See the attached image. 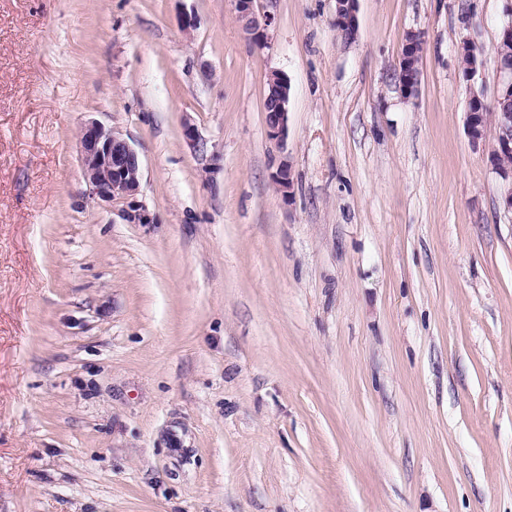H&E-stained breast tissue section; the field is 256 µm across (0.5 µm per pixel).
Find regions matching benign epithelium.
Listing matches in <instances>:
<instances>
[{"label":"benign epithelium","instance_id":"obj_1","mask_svg":"<svg viewBox=\"0 0 512 512\" xmlns=\"http://www.w3.org/2000/svg\"><path fill=\"white\" fill-rule=\"evenodd\" d=\"M237 18L242 29L251 36L256 44L264 39V30L272 19L260 17L254 9V0H234ZM504 13L508 21L502 26L495 45L496 56H501L508 46H512V0H504ZM334 25L340 33L359 29L357 18V0H335ZM458 51H468L474 59L465 73L468 81L477 73L482 49L464 41ZM417 46L414 36L407 37L398 67V86L405 96L416 94L420 84V70L416 66ZM500 83L496 101L512 103V66L498 64ZM290 84L287 77L279 72L267 79L264 98V112L267 135L276 142L278 148L285 146L288 134V103ZM471 110L468 112L467 132L473 146L477 147L487 139V127L498 125L499 132L493 134L492 150L488 161L501 178V191L498 198L499 212L512 223V168L502 169L498 161L512 157V112H483L482 94L470 92ZM79 145L82 171L92 188V193L105 200H125L136 194L139 189L140 161L137 153L127 140L111 129L96 121L85 123L80 130ZM274 183L283 196L291 193L292 179L288 162L279 164L272 174Z\"/></svg>","mask_w":512,"mask_h":512}]
</instances>
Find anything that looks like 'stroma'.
<instances>
[{"mask_svg": "<svg viewBox=\"0 0 512 512\" xmlns=\"http://www.w3.org/2000/svg\"><path fill=\"white\" fill-rule=\"evenodd\" d=\"M503 6L358 0L347 41L257 0L258 45L233 0H0V512H512V223L467 134ZM89 120L133 198L92 196ZM404 43L402 57L398 67V86L400 91L405 96H412L416 94L420 84V70L416 66L417 46L414 35L412 32ZM290 84L287 77L279 72L272 73L267 79L264 98V112L267 135L277 146H285L288 134V103ZM82 171L100 199L125 200L139 189L140 161L127 140L96 121L80 130Z\"/></svg>", "mask_w": 512, "mask_h": 512, "instance_id": "stroma-1", "label": "stroma"}]
</instances>
